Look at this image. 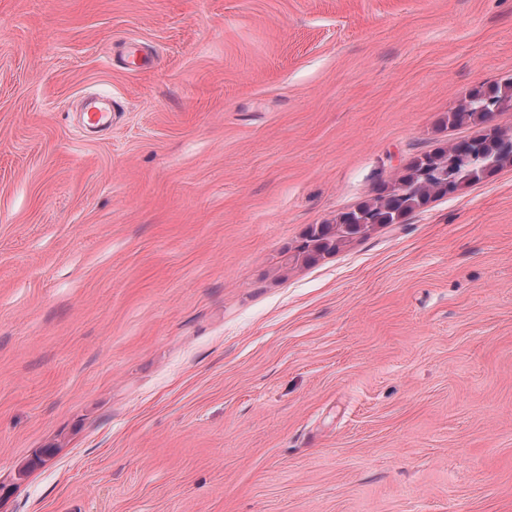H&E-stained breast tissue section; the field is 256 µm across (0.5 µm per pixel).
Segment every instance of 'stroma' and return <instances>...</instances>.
<instances>
[{"label":"stroma","instance_id":"35a3bbf8","mask_svg":"<svg viewBox=\"0 0 512 512\" xmlns=\"http://www.w3.org/2000/svg\"><path fill=\"white\" fill-rule=\"evenodd\" d=\"M510 78L512 0H0V512H512V165L287 260Z\"/></svg>","mask_w":512,"mask_h":512}]
</instances>
